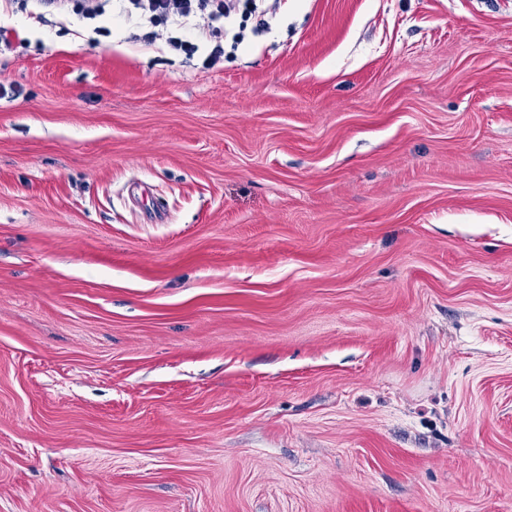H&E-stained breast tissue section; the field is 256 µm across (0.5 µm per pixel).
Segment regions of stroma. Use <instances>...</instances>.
I'll return each mask as SVG.
<instances>
[{
	"mask_svg": "<svg viewBox=\"0 0 512 512\" xmlns=\"http://www.w3.org/2000/svg\"><path fill=\"white\" fill-rule=\"evenodd\" d=\"M148 30L0 0V512H512V0Z\"/></svg>",
	"mask_w": 512,
	"mask_h": 512,
	"instance_id": "stroma-1",
	"label": "stroma"
}]
</instances>
